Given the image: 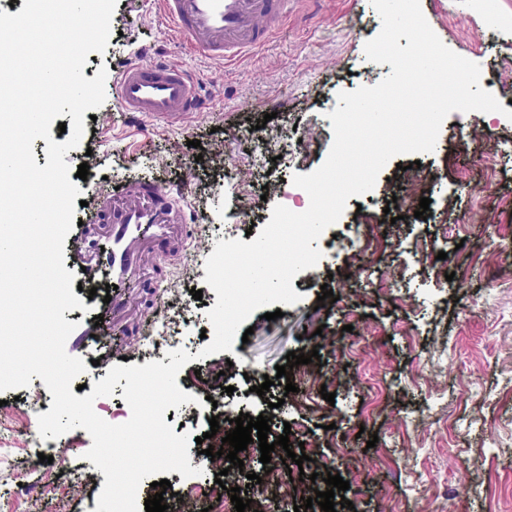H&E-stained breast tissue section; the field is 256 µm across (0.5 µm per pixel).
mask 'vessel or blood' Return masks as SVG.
Returning <instances> with one entry per match:
<instances>
[{
  "instance_id": "vessel-or-blood-1",
  "label": "vessel or blood",
  "mask_w": 512,
  "mask_h": 512,
  "mask_svg": "<svg viewBox=\"0 0 512 512\" xmlns=\"http://www.w3.org/2000/svg\"><path fill=\"white\" fill-rule=\"evenodd\" d=\"M161 20L189 51L213 64L231 67L256 53L287 24L289 0H155ZM113 90L123 111L148 122L174 127L199 114L196 82L181 63L138 52L113 76ZM88 224L80 226L70 249V264L87 279L108 280L114 290L102 305L101 323L85 321L76 335H121L133 321L131 291L145 288L141 274L156 252L178 250L185 236V206L155 185H121L90 200ZM101 247L89 251L86 237Z\"/></svg>"
}]
</instances>
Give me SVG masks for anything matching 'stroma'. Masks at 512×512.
Listing matches in <instances>:
<instances>
[{"label": "stroma", "mask_w": 512, "mask_h": 512, "mask_svg": "<svg viewBox=\"0 0 512 512\" xmlns=\"http://www.w3.org/2000/svg\"><path fill=\"white\" fill-rule=\"evenodd\" d=\"M148 0H118L105 53H89L85 78L99 68L116 72L138 46L149 44L167 58L187 63L205 99L203 115L185 130L164 125L139 131L114 94L94 119L84 122L71 165L88 164L79 182L87 218L92 194L118 182L156 183L187 191L189 239L182 252H158L154 267L172 270V285L202 289L201 246L224 238V216L241 212L237 238L260 232L271 219L276 194L264 186L289 182L325 161L333 142L328 115L340 92L380 82L390 65L369 61L366 41L381 30L371 0H297L288 24L271 43L237 67L224 69L189 57ZM431 28L452 51L485 61L484 89L499 94L512 75L497 71L500 53H512V0H420ZM266 119L257 128V119ZM293 145L292 160L255 165L254 151L269 139ZM425 218L394 206L408 186L410 156L389 161L374 188L349 199L339 223L317 241L314 268L296 276L301 302L281 305L276 320L252 314L254 332L231 351L193 359L176 378L185 384L202 375L200 391L231 384L229 411L271 419L269 440L289 436L290 449L304 447L318 481L259 487L251 474L263 471L260 450L250 444L243 467H231L226 487L262 489L267 506L275 496L289 501L326 491V473L350 487L354 512H512V121L503 114L452 112L433 151L420 154ZM232 191H225V178ZM445 259H438V252ZM335 298L318 303L321 287ZM136 326L123 336L84 337L78 357L107 355L110 364L144 365ZM318 351V388L283 393L271 385L288 352ZM232 362L235 378L218 377L216 365ZM335 396L322 399V392ZM287 407H279L280 397ZM376 447H369V440ZM58 453L41 472L22 464L20 483L0 491V512H89L105 476L85 454L86 430L60 436ZM89 482L75 492L74 473Z\"/></svg>", "instance_id": "obj_1"}]
</instances>
